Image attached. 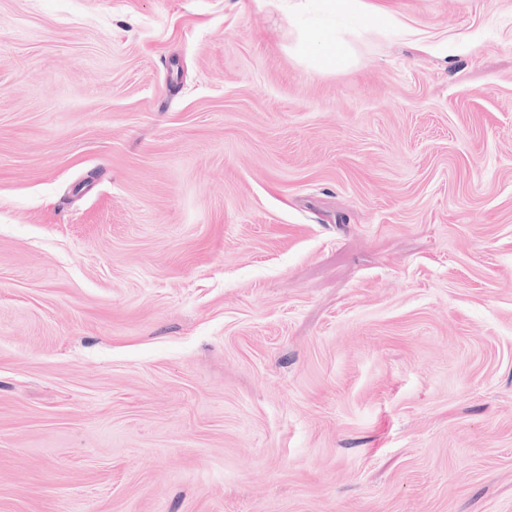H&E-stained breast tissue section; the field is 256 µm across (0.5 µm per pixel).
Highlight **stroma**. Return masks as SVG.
Returning <instances> with one entry per match:
<instances>
[{"label":"stroma","instance_id":"stroma-1","mask_svg":"<svg viewBox=\"0 0 512 512\" xmlns=\"http://www.w3.org/2000/svg\"><path fill=\"white\" fill-rule=\"evenodd\" d=\"M0 0V512H512V0ZM362 0H323L327 12L335 18H342L355 13H362L364 15L383 19L393 20L394 17L385 9L374 8L366 10L365 4L361 3ZM296 50L302 55L310 56L312 66L321 70L345 65L349 55L344 40L319 32L301 35Z\"/></svg>","mask_w":512,"mask_h":512}]
</instances>
